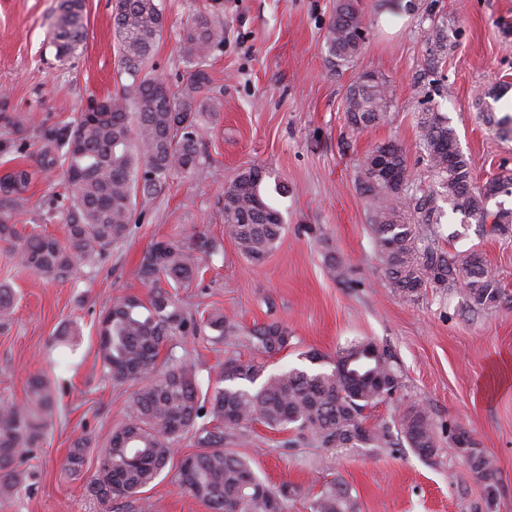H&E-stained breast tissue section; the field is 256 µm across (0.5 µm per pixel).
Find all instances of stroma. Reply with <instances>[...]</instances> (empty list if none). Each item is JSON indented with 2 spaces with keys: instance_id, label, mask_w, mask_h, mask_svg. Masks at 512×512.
<instances>
[{
  "instance_id": "1",
  "label": "stroma",
  "mask_w": 512,
  "mask_h": 512,
  "mask_svg": "<svg viewBox=\"0 0 512 512\" xmlns=\"http://www.w3.org/2000/svg\"><path fill=\"white\" fill-rule=\"evenodd\" d=\"M399 2L361 0L365 44L349 69L333 74L320 48L336 0H224V46L208 61L218 108L202 136L205 175L174 176L159 195L138 199L128 239L91 273L44 279L0 243V282L17 296L11 328L0 332V396L23 402L28 379L42 374L56 401L45 438L22 456L19 496L0 498V512H106L85 491L98 469L97 453H87L77 474L64 460L77 437L101 434L123 418L130 389L114 385L102 369L97 317L115 295H147L136 266L163 235H204L223 245L206 263L200 286L180 292L188 311L217 307L237 325L221 343H182L202 382L218 380L226 354L256 358L247 340L256 324L281 322L291 338L287 350L266 358L269 373L299 365L300 352L332 356L366 338L392 351L403 381L395 399L367 410L368 425L397 419L413 401L438 428L440 453L433 461L408 448L333 453L294 431L259 423L225 440L266 482L294 488L288 512H308L317 480L334 477L351 491L357 512H472L482 492L448 437L454 426L496 462L493 512H512V230L466 226L450 212L435 227L441 248L478 250L496 270L507 294L501 306L471 312L456 288H428L412 302L382 277L357 181L368 152L391 140L407 156L410 193L431 190L416 126L424 100L455 128L476 185L512 171V135L488 126L478 105L482 91L512 86V0H417L413 12ZM112 3L85 0V41L74 58L61 60L52 33L58 0H0V110L68 121L91 97L118 91ZM208 12L207 0H167L166 27L150 61L155 75L172 85L187 79L180 34L189 16ZM439 24L448 30V47L437 56L427 33ZM365 71L386 77L393 102L382 121L355 131L345 122L343 96ZM249 167L262 170L264 193L285 224L280 246L259 264L224 231V190ZM63 190L59 172L41 176L16 215L18 226L61 235L60 221L42 216ZM72 321L81 328L73 349L56 336ZM145 495L153 512H207L168 477Z\"/></svg>"
}]
</instances>
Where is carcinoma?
<instances>
[{"label": "carcinoma", "instance_id": "carcinoma-1", "mask_svg": "<svg viewBox=\"0 0 512 512\" xmlns=\"http://www.w3.org/2000/svg\"><path fill=\"white\" fill-rule=\"evenodd\" d=\"M83 12L84 0H60L53 37L58 58L74 56L83 43ZM165 15L166 0H114V35L121 74L128 83L122 93L104 99L108 111L90 105L76 119L51 125L32 114L0 113V121L11 128V137L0 139L1 156L25 153L30 132L37 133L41 143L32 163L17 164L0 177V242L14 248L18 264L42 278L100 268L112 248L129 236L138 197L160 194L178 174L195 179L205 173L199 142L215 113L199 95L211 83L206 63L224 46V25L203 15L186 21L179 56L189 65V75L173 91L147 68ZM366 34L358 0H336L322 46L325 67L332 73L348 67L360 54ZM427 41L434 54L445 53L443 27H432ZM391 105L390 86L373 71L359 88L346 91L343 112L349 127L363 130L379 123ZM417 128L434 191L408 198L407 157L392 141L376 145L372 152L385 156L400 182L392 184L376 174L368 156L358 173L359 188L370 205L381 271L392 288L413 301L425 288L462 283L466 307L491 312L505 299L496 271L475 250L436 246L429 225L440 223L448 208L476 224L491 217L492 231L507 233L512 209L492 212L489 203L501 195L512 196V175L475 186L456 130L435 107L419 112ZM53 170L62 173L69 193L52 199L44 217L63 223L61 240L33 229L25 232L16 221L33 180ZM262 180L261 171L248 168L224 189V230L254 264L277 249L284 225L281 212L263 198ZM219 248L221 244L205 236L152 241L137 266L138 278L150 288L148 297L120 294L100 314L102 367L114 384H127L133 391L118 426L102 438L75 439L66 457L67 469L77 473L87 449L100 447L99 468L86 486L90 496L108 512H124L132 504L135 512H151L144 489L172 470L175 447L187 439L194 451L183 455L172 470L174 483L209 512H286L292 490L266 485L248 459L224 448V439L254 421L308 435L329 451L410 448L424 450L427 460L438 455L435 425L416 402L407 403L392 423L366 425L364 411L402 387L392 354L385 348L371 354L375 343L369 340L348 342L332 362L318 351L303 352L304 365L266 377L264 364L228 356L220 375L224 385L202 393L195 360L177 354L176 348L206 335L221 341L235 332V323L219 308L189 312L179 291L196 281L202 256ZM14 311V289L0 282V330L10 324ZM249 342L261 354L276 353L288 347V329L277 322L256 326ZM260 377L258 388L247 387ZM53 404L51 383L42 375L30 377L23 403L0 398V497L18 494L17 465L25 449L42 441ZM454 442L461 454L469 452L476 460L469 470L484 496L474 512H490L489 501L496 499L498 486L495 460L475 448L464 431H456ZM309 509L356 512L357 505L343 483L333 479L321 483Z\"/></svg>", "mask_w": 512, "mask_h": 512}]
</instances>
